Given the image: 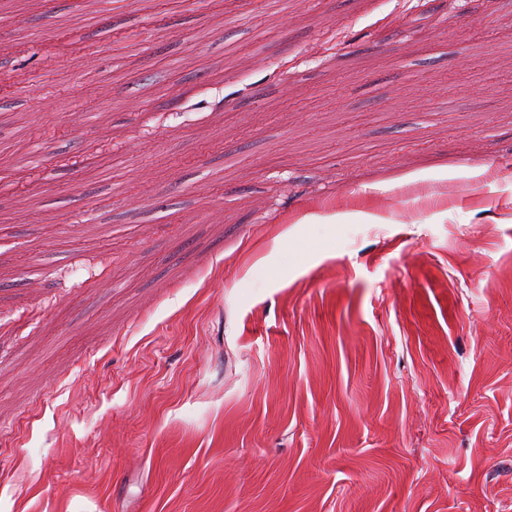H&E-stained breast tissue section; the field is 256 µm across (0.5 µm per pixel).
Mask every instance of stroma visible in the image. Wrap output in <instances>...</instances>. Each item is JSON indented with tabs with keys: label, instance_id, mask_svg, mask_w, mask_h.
Wrapping results in <instances>:
<instances>
[{
	"label": "stroma",
	"instance_id": "1",
	"mask_svg": "<svg viewBox=\"0 0 512 512\" xmlns=\"http://www.w3.org/2000/svg\"><path fill=\"white\" fill-rule=\"evenodd\" d=\"M155 3L0 0V512H512V15Z\"/></svg>",
	"mask_w": 512,
	"mask_h": 512
}]
</instances>
